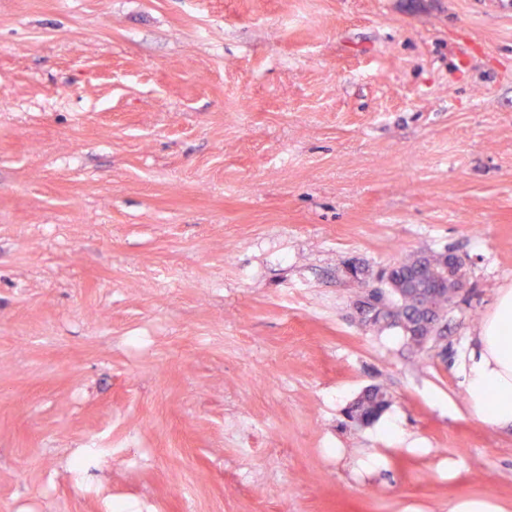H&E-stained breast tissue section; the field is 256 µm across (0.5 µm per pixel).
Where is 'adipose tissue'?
I'll list each match as a JSON object with an SVG mask.
<instances>
[{
    "mask_svg": "<svg viewBox=\"0 0 512 512\" xmlns=\"http://www.w3.org/2000/svg\"><path fill=\"white\" fill-rule=\"evenodd\" d=\"M467 410L501 429H512V288L500 289L462 356Z\"/></svg>",
    "mask_w": 512,
    "mask_h": 512,
    "instance_id": "adipose-tissue-1",
    "label": "adipose tissue"
}]
</instances>
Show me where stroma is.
<instances>
[{"instance_id": "obj_1", "label": "stroma", "mask_w": 512, "mask_h": 512, "mask_svg": "<svg viewBox=\"0 0 512 512\" xmlns=\"http://www.w3.org/2000/svg\"><path fill=\"white\" fill-rule=\"evenodd\" d=\"M448 250L431 348L360 329ZM510 286L512 0H0V512H512ZM421 255H415L399 263V268L393 273L400 275L401 282L398 286L383 288L384 283L389 281V272L385 276L377 273L373 278L367 279L363 294L356 302L358 321L364 328L372 329L381 319L385 310L384 298L386 288H389L388 308L386 319L381 323L378 330H396L416 349L422 351L414 343V337L408 332L410 322H414L418 316L415 299L409 288H413L414 280H420L426 276L436 280L435 268L440 262L442 253L423 254L426 255L423 267ZM458 369L468 412L497 428L512 430V288H500ZM448 512H503V508L489 499L462 498L449 503Z\"/></svg>"}]
</instances>
